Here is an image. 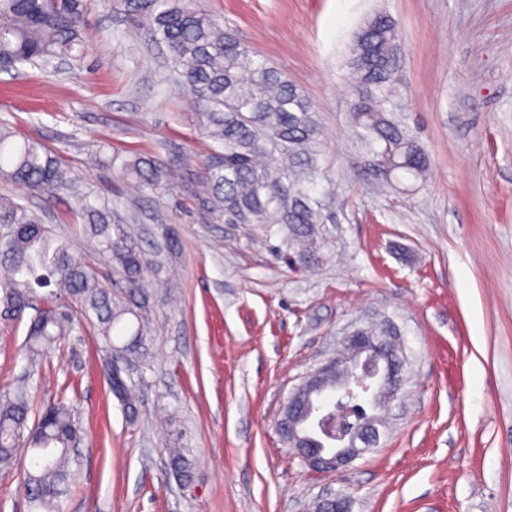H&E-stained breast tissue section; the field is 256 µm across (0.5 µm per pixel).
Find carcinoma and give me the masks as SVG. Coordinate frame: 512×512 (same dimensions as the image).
Listing matches in <instances>:
<instances>
[{
  "label": "carcinoma",
  "instance_id": "obj_1",
  "mask_svg": "<svg viewBox=\"0 0 512 512\" xmlns=\"http://www.w3.org/2000/svg\"><path fill=\"white\" fill-rule=\"evenodd\" d=\"M124 9L134 25L164 46L171 72L192 96L200 132L218 144L199 164L195 195L202 208L226 224L282 234L274 250L293 269L319 263L327 235L316 190L319 129L310 101L193 0H124ZM82 27L80 0H0V69L72 55L83 45ZM399 41L392 17L376 13L355 33L347 59L353 144L361 154L376 156L380 166L374 176L392 189L402 177L418 180L429 168L425 149L412 145V131L387 108L395 95L392 49ZM123 167L142 194H153L167 182V171L145 155L124 160ZM0 179L48 196L75 186L47 146L16 139L2 120ZM74 212L83 243L111 263L117 291L106 287L70 240L53 234L35 209L0 197V303L22 311L41 301L27 333L24 378L29 381L45 347L70 335L80 311L94 314L109 351L148 353L151 305L145 276L155 262L127 227L112 222L108 207L82 198ZM108 383L126 412L135 414V384L115 373ZM28 389L0 392V468L13 467L18 447L28 445L24 474L32 508L60 512L73 452L81 442L79 419L58 399L28 427ZM166 453L171 472L191 480L187 448L176 439Z\"/></svg>",
  "mask_w": 512,
  "mask_h": 512
}]
</instances>
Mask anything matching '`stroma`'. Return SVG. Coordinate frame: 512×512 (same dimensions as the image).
<instances>
[{
  "instance_id": "1",
  "label": "stroma",
  "mask_w": 512,
  "mask_h": 512,
  "mask_svg": "<svg viewBox=\"0 0 512 512\" xmlns=\"http://www.w3.org/2000/svg\"><path fill=\"white\" fill-rule=\"evenodd\" d=\"M311 102L329 189L321 262L294 271L279 236L212 220L194 193L208 150L186 90L120 0H86V44L62 67L0 73V119L56 152L88 200L117 204L159 272L146 361L128 416L91 325L49 348L35 407L65 396L83 429L61 512H313L327 493L352 512H512V0H195ZM398 24L395 111L430 156L425 182L378 192L352 145L347 57L371 14ZM153 156L173 174L134 194L120 165ZM69 234L73 200L29 196ZM166 221L154 223L155 210ZM0 318V388L23 374L28 325ZM388 324L405 358L379 409L376 447L337 471L311 470L280 437L289 392L345 332ZM191 481L166 467L173 432Z\"/></svg>"
}]
</instances>
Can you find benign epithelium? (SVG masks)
Instances as JSON below:
<instances>
[{"label": "benign epithelium", "instance_id": "1", "mask_svg": "<svg viewBox=\"0 0 512 512\" xmlns=\"http://www.w3.org/2000/svg\"><path fill=\"white\" fill-rule=\"evenodd\" d=\"M340 353L317 368L283 404L288 413V447L315 471H335L369 451L382 419L349 420L351 406L377 410L397 397L403 362L392 336H373L356 328L340 341ZM317 512H350L339 496L318 502Z\"/></svg>", "mask_w": 512, "mask_h": 512}]
</instances>
